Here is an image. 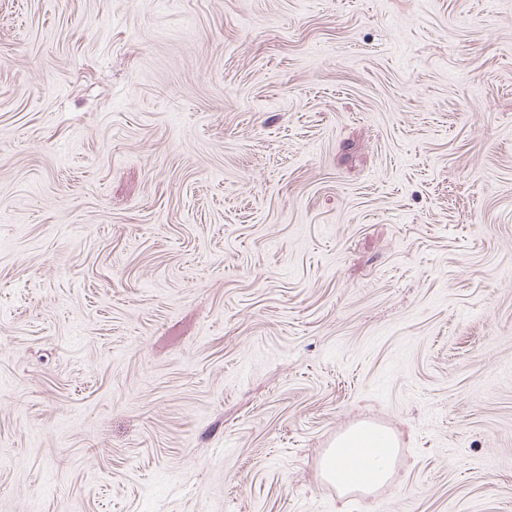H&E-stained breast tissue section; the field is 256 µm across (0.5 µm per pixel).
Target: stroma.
I'll return each mask as SVG.
<instances>
[{"mask_svg": "<svg viewBox=\"0 0 512 512\" xmlns=\"http://www.w3.org/2000/svg\"><path fill=\"white\" fill-rule=\"evenodd\" d=\"M0 512H512V0H0ZM371 435L375 436V441L370 439ZM336 446L342 449L326 453L321 465L322 476L329 482L341 486L377 488L390 478L398 448L392 435L383 431L369 434L366 429L357 427L343 434ZM345 448H354L357 457H343Z\"/></svg>", "mask_w": 512, "mask_h": 512, "instance_id": "1", "label": "stroma"}]
</instances>
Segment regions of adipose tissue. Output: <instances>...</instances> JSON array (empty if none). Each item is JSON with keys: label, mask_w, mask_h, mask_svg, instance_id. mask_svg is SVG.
Segmentation results:
<instances>
[{"label": "adipose tissue", "mask_w": 512, "mask_h": 512, "mask_svg": "<svg viewBox=\"0 0 512 512\" xmlns=\"http://www.w3.org/2000/svg\"><path fill=\"white\" fill-rule=\"evenodd\" d=\"M397 448V441L385 432L372 435L363 428L351 429L340 437L336 450L324 456L322 475L336 485L380 487L392 474Z\"/></svg>", "instance_id": "obj_1"}]
</instances>
